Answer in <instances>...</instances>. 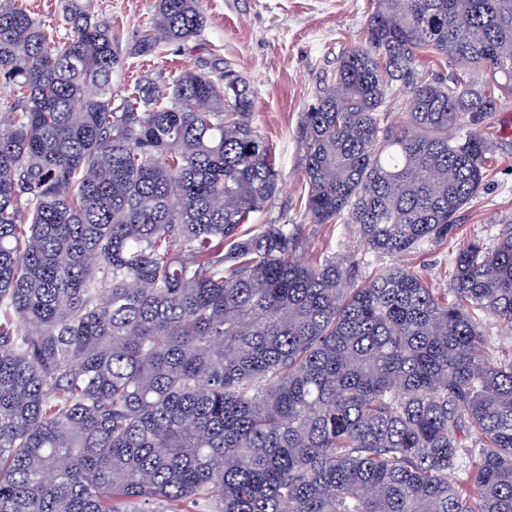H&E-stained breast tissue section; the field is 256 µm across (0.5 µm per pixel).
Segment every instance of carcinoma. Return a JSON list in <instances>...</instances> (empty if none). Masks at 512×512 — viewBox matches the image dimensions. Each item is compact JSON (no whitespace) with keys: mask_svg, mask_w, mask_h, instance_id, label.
<instances>
[{"mask_svg":"<svg viewBox=\"0 0 512 512\" xmlns=\"http://www.w3.org/2000/svg\"><path fill=\"white\" fill-rule=\"evenodd\" d=\"M378 2L298 138L311 223L400 257L482 189L490 141L448 127L512 98V0ZM156 15L128 55L205 26L197 0ZM62 20L0 0V512H512V360L483 334L512 329V228L444 290L306 264L302 225L245 228L280 173L242 75L147 74L116 107L112 24ZM484 336L485 351L494 362L512 358V333L507 327L489 324Z\"/></svg>","mask_w":512,"mask_h":512,"instance_id":"carcinoma-1","label":"carcinoma"}]
</instances>
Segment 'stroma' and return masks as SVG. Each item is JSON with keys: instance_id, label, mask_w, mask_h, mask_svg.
<instances>
[{"instance_id": "stroma-1", "label": "stroma", "mask_w": 512, "mask_h": 512, "mask_svg": "<svg viewBox=\"0 0 512 512\" xmlns=\"http://www.w3.org/2000/svg\"><path fill=\"white\" fill-rule=\"evenodd\" d=\"M155 5L156 0H91L94 15L111 21L112 36L125 54L114 75L119 96L148 73L169 81L207 62L231 64L249 84L252 126L269 141L282 178L276 195L251 214V223L303 225L297 255L309 264L350 252L362 278L389 265V258L363 249L354 225L309 223L296 137L302 112L315 103L342 52L362 38L375 0H199L207 22L197 40L168 43L149 56H127V48L152 26ZM479 132L495 145L482 190L460 213L448 241L401 259L435 288L447 287L462 243L476 238L490 246L504 227H512V100Z\"/></svg>"}]
</instances>
